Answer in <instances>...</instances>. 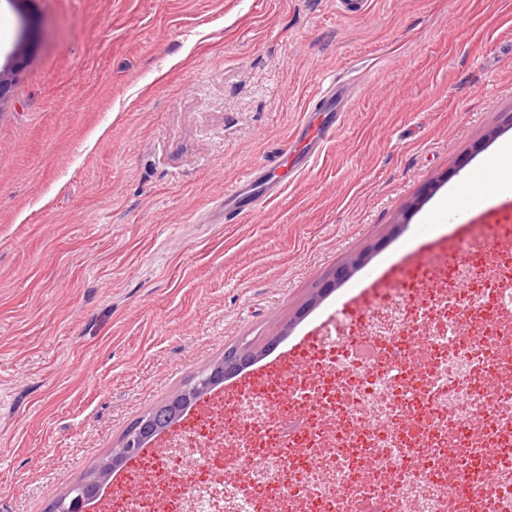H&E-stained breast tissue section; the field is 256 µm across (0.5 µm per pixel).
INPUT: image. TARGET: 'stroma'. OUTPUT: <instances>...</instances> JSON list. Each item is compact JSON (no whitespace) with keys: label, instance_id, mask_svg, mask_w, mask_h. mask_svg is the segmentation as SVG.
I'll list each match as a JSON object with an SVG mask.
<instances>
[{"label":"stroma","instance_id":"stroma-1","mask_svg":"<svg viewBox=\"0 0 512 512\" xmlns=\"http://www.w3.org/2000/svg\"><path fill=\"white\" fill-rule=\"evenodd\" d=\"M0 68V512H50L225 350L348 324L512 141V0H0ZM334 77L321 156L225 223Z\"/></svg>","mask_w":512,"mask_h":512}]
</instances>
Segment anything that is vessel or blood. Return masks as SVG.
<instances>
[{
    "label": "vessel or blood",
    "instance_id": "b4317fda",
    "mask_svg": "<svg viewBox=\"0 0 512 512\" xmlns=\"http://www.w3.org/2000/svg\"><path fill=\"white\" fill-rule=\"evenodd\" d=\"M320 106L308 113L299 128L292 147L279 151L273 164L251 169L237 178L230 189L225 190L223 210L225 221L246 216L258 210L261 202L285 188L291 177L308 170L320 154L322 145L334 135L347 100L343 90L336 84H328L319 92ZM314 344L313 338H306L292 346L288 352V368L278 367L245 375L241 384L258 381L273 382L282 379L285 372H300Z\"/></svg>",
    "mask_w": 512,
    "mask_h": 512
}]
</instances>
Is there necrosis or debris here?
<instances>
[{"instance_id":"obj_1","label":"necrosis or debris","mask_w":512,"mask_h":512,"mask_svg":"<svg viewBox=\"0 0 512 512\" xmlns=\"http://www.w3.org/2000/svg\"><path fill=\"white\" fill-rule=\"evenodd\" d=\"M141 477L120 512H512V218L383 282Z\"/></svg>"}]
</instances>
